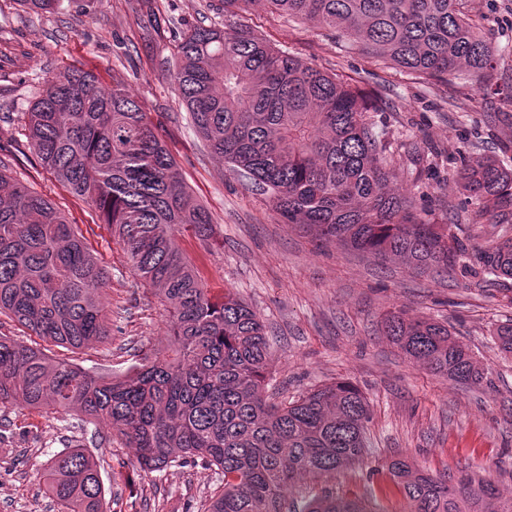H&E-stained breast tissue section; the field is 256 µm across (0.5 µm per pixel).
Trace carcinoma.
Instances as JSON below:
<instances>
[{
	"instance_id": "cac0c4a2",
	"label": "carcinoma",
	"mask_w": 512,
	"mask_h": 512,
	"mask_svg": "<svg viewBox=\"0 0 512 512\" xmlns=\"http://www.w3.org/2000/svg\"><path fill=\"white\" fill-rule=\"evenodd\" d=\"M336 32L363 53L414 79L472 80L487 90L497 50L468 0H224V27L183 32L171 74L193 127L229 169L251 180L282 224L421 272L458 265L512 279V235L468 244L457 224L423 217L394 187L388 132L354 79L272 47L237 20L240 4ZM30 148L44 169L88 202L154 291L171 326L163 352H147L124 374H93L0 336V411L78 410L132 450L140 469L193 462L218 475L204 512H285L296 481L362 462L371 410L351 383L333 382L273 401L267 395L266 324L232 289L220 298L182 247L202 243L213 218L186 185L137 99L82 69L45 82L26 112ZM449 176L494 219L512 210V169L459 158ZM110 277L78 227L15 180L0 163V315L45 342L82 350L112 335ZM390 341L426 370L462 386L487 379L449 327L433 318H384ZM493 341L512 356V321ZM388 473L413 512H512L490 479L466 468L434 475L398 457ZM65 512H104L105 489L80 447L51 455L41 473ZM302 512H376L326 494Z\"/></svg>"
}]
</instances>
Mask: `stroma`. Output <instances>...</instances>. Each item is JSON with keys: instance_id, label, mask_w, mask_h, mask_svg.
<instances>
[{"instance_id": "35a3bbf8", "label": "stroma", "mask_w": 512, "mask_h": 512, "mask_svg": "<svg viewBox=\"0 0 512 512\" xmlns=\"http://www.w3.org/2000/svg\"><path fill=\"white\" fill-rule=\"evenodd\" d=\"M472 5L486 18L484 36L500 50L491 77L495 94L460 79L448 85L412 80L305 22L250 8L239 19L273 47L350 75L364 92L381 93L385 107L369 118L389 132L400 190L413 191L431 218L460 225L465 239L485 243L498 225L471 222L475 207L449 185L448 170L464 154L512 168V0ZM223 24L222 0H58L41 15L19 0H0V163L79 225L111 274V337L75 354L47 342L42 351L92 373L119 374L138 355L167 345L160 302L132 275L122 244L42 168L27 143L25 114L45 80L75 66L104 86L124 84L139 99L194 196L212 213L209 243L188 237L183 247L212 291L234 289L265 320L274 382L294 396L348 381L370 403L363 463L296 482L288 491L290 512L324 494L365 499L379 512H409L389 476L375 472L399 454L434 474L466 465L512 488V358L490 338L494 327L512 320V279L461 266L440 276L421 274L280 223L265 197L196 136L169 79L182 32ZM398 309L448 320L487 371V382L466 388L407 358L381 330L385 314ZM76 446L99 465L106 512H201L218 485L213 471L192 463L140 472L131 450L111 439L107 427H83L77 412L18 407L0 412V512H63L40 474L52 453Z\"/></svg>"}]
</instances>
